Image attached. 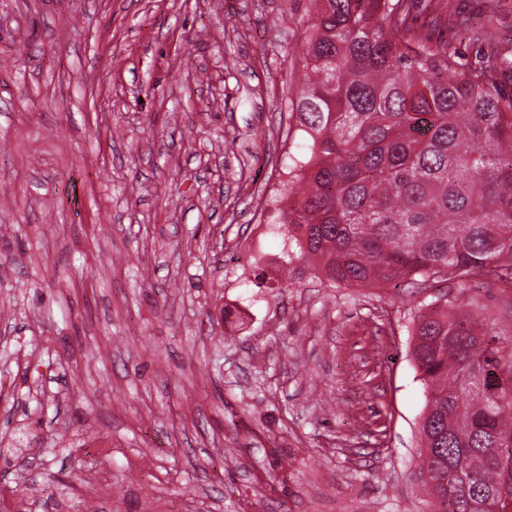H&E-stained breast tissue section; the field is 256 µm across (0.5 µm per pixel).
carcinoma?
Here are the masks:
<instances>
[{
  "instance_id": "obj_1",
  "label": "carcinoma",
  "mask_w": 512,
  "mask_h": 512,
  "mask_svg": "<svg viewBox=\"0 0 512 512\" xmlns=\"http://www.w3.org/2000/svg\"><path fill=\"white\" fill-rule=\"evenodd\" d=\"M296 110L304 150L278 194L285 262L334 285L412 274L512 279V96L494 63L457 73L448 46L410 45V0H313ZM412 359L427 392L420 470L442 512H491L475 487L512 480V342L467 313L418 315Z\"/></svg>"
}]
</instances>
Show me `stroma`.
I'll list each match as a JSON object with an SVG mask.
<instances>
[{"label":"stroma","instance_id":"stroma-1","mask_svg":"<svg viewBox=\"0 0 512 512\" xmlns=\"http://www.w3.org/2000/svg\"><path fill=\"white\" fill-rule=\"evenodd\" d=\"M311 10L0 0V388L33 395L0 437L36 436L0 512H435L417 312L505 345L512 282L283 265L266 202L305 140ZM410 25L512 93V0H414Z\"/></svg>","mask_w":512,"mask_h":512}]
</instances>
